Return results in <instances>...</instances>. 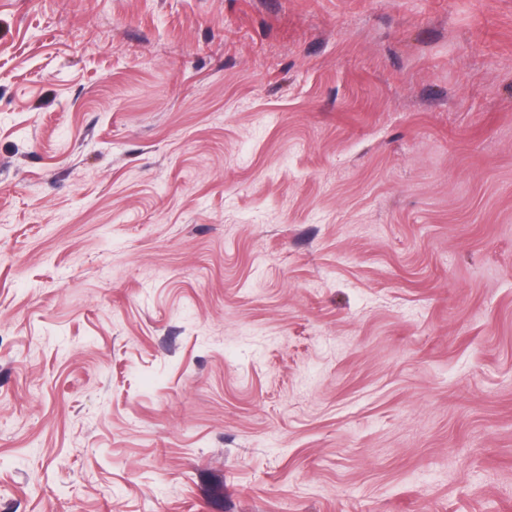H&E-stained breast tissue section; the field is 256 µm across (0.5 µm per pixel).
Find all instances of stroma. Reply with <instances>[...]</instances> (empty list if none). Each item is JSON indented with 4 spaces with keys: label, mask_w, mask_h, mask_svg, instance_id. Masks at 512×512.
Returning a JSON list of instances; mask_svg holds the SVG:
<instances>
[{
    "label": "stroma",
    "mask_w": 512,
    "mask_h": 512,
    "mask_svg": "<svg viewBox=\"0 0 512 512\" xmlns=\"http://www.w3.org/2000/svg\"><path fill=\"white\" fill-rule=\"evenodd\" d=\"M0 512H512V0H0Z\"/></svg>",
    "instance_id": "1"
}]
</instances>
